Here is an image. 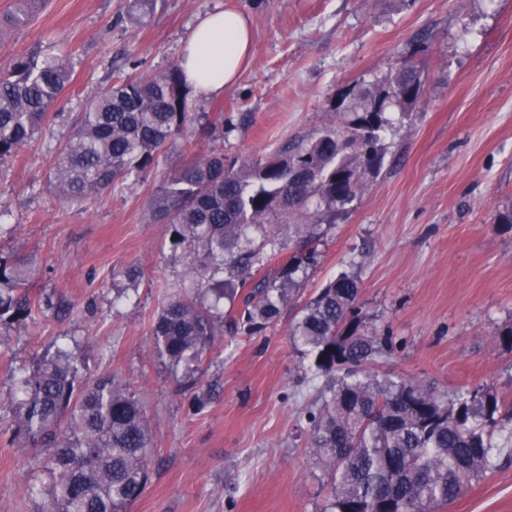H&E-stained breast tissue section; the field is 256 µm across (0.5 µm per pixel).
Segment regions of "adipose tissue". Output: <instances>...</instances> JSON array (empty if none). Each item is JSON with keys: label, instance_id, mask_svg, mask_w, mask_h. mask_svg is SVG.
I'll return each instance as SVG.
<instances>
[{"label": "adipose tissue", "instance_id": "adipose-tissue-1", "mask_svg": "<svg viewBox=\"0 0 512 512\" xmlns=\"http://www.w3.org/2000/svg\"><path fill=\"white\" fill-rule=\"evenodd\" d=\"M251 47L248 18L217 10L198 16L185 41L180 64L186 81L200 97L222 95L233 84Z\"/></svg>", "mask_w": 512, "mask_h": 512}]
</instances>
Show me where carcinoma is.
<instances>
[{"label": "carcinoma", "mask_w": 512, "mask_h": 512, "mask_svg": "<svg viewBox=\"0 0 512 512\" xmlns=\"http://www.w3.org/2000/svg\"><path fill=\"white\" fill-rule=\"evenodd\" d=\"M71 81L67 55L37 52L0 72V160L14 156L40 130ZM421 74L409 61L352 93L338 121L307 144L266 159L227 165L224 154H199L189 136V89L180 65L150 76L128 75L85 104L80 125L57 149L52 168L58 197L81 205L158 166L167 146L190 154L153 194L148 216L168 225L171 256L185 262L183 286L161 305L152 327L154 353L197 394L202 365L224 325L258 336L301 299L298 273L317 262L325 232L306 224L304 245L256 279L275 257L268 229L295 220L311 205L330 217L370 186L384 158L390 112L421 98ZM260 231L256 243L249 231ZM32 258L0 253V327L69 311L59 298L33 303ZM357 276L339 273L298 310L293 348L322 378L304 420L308 448L327 478L326 512H433L497 467L495 436L512 418V399L487 390L443 395L426 381L379 370L400 343L365 330ZM229 301L232 314L220 305ZM9 443L36 448L45 476L39 512H128L151 477L155 448L145 409L129 383L88 378L72 353L40 359L18 382Z\"/></svg>", "instance_id": "carcinoma-1"}]
</instances>
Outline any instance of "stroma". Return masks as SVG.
<instances>
[{"instance_id": "stroma-1", "label": "stroma", "mask_w": 512, "mask_h": 512, "mask_svg": "<svg viewBox=\"0 0 512 512\" xmlns=\"http://www.w3.org/2000/svg\"><path fill=\"white\" fill-rule=\"evenodd\" d=\"M231 8L251 22V55L223 95L192 98L199 152L260 158L316 137L349 89L406 58L423 99L384 139L370 189L336 217L301 283L312 295L342 271L361 279L368 328L403 348L384 369L442 392L481 387L512 396V226L493 208L512 198V0H31L20 26L0 25V71L24 53L68 50L71 85L46 125L0 161V248L34 254L33 300L62 297L66 316L0 330V512H37L43 486L28 448L9 443L21 370L67 348L95 378L115 374L144 402L155 436L151 480L130 512H323L326 479L302 417L314 397L308 362L288 338L297 309L257 336L219 339L204 364L216 390L201 411L152 349L153 318L178 288L182 263L167 225L147 208L180 145L147 177L80 207L52 184L57 148L87 97L129 73L180 60L196 18ZM224 118L223 134L201 118ZM143 271L116 301L122 273ZM500 466L441 512H512V421Z\"/></svg>"}]
</instances>
